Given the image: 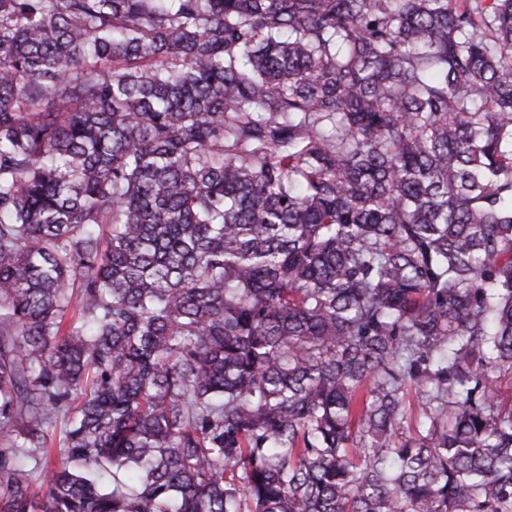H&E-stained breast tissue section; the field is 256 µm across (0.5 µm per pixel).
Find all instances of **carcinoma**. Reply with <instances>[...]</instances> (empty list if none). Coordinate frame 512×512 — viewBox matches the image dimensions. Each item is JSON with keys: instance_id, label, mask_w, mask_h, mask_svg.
Listing matches in <instances>:
<instances>
[{"instance_id": "obj_1", "label": "carcinoma", "mask_w": 512, "mask_h": 512, "mask_svg": "<svg viewBox=\"0 0 512 512\" xmlns=\"http://www.w3.org/2000/svg\"><path fill=\"white\" fill-rule=\"evenodd\" d=\"M506 375L512 0H0V512H512Z\"/></svg>"}]
</instances>
